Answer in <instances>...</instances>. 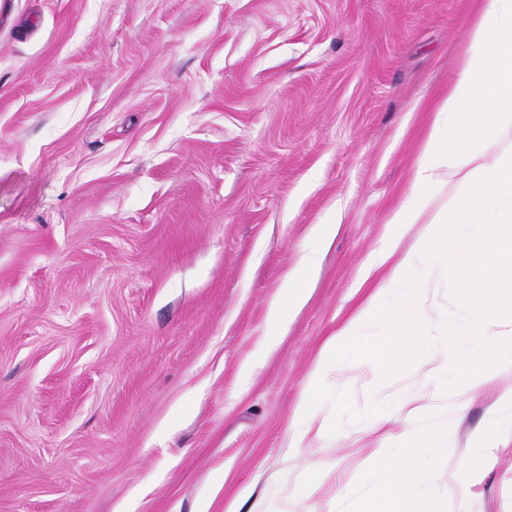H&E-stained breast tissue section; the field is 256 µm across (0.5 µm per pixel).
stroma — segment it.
<instances>
[{
  "instance_id": "stroma-1",
  "label": "stroma",
  "mask_w": 512,
  "mask_h": 512,
  "mask_svg": "<svg viewBox=\"0 0 512 512\" xmlns=\"http://www.w3.org/2000/svg\"><path fill=\"white\" fill-rule=\"evenodd\" d=\"M487 0H0V512H357L398 442L363 414L431 391L347 368L327 448H287L326 339L408 195ZM337 231L317 245V225ZM309 298L267 311L304 248ZM438 325L450 263L423 264ZM495 398L440 411L425 489L480 466ZM382 455H374V448ZM330 475L297 501V476ZM472 512H512V443Z\"/></svg>"
}]
</instances>
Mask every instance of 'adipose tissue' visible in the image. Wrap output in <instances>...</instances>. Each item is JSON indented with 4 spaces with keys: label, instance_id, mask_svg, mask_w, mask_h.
Wrapping results in <instances>:
<instances>
[{
    "label": "adipose tissue",
    "instance_id": "1",
    "mask_svg": "<svg viewBox=\"0 0 512 512\" xmlns=\"http://www.w3.org/2000/svg\"><path fill=\"white\" fill-rule=\"evenodd\" d=\"M424 152L428 161L418 168L409 199L390 218L392 245L373 260L378 267L390 265L389 275L360 312L327 341L294 411L290 448L324 445L332 431L329 420L320 415L328 375L348 365L382 378L405 350L429 341L433 321L428 311L436 305L433 290L424 281L407 286L406 279L416 262L460 255V305L469 319L443 327L442 348L431 349L425 359L423 367L437 385L426 402L416 406L403 399L388 420L370 419L371 432L387 422L399 426L395 438L404 450L373 470L372 495L358 512H448L449 500L465 504L476 498L482 480L478 472H449L444 500L423 489L426 450L447 447L448 436L431 432L422 447L414 444L408 427L429 420L442 407L463 415L477 394L498 388V404L478 434L485 468L496 465L500 444L512 440V213L504 222L484 225L478 235L461 238L454 233L455 225L487 215L493 192L512 198V0H488L483 18L472 27L469 49ZM451 185L456 188L452 194L447 191ZM413 224L424 225L423 234L409 250L397 253L395 242ZM368 323L382 324L384 336L363 340L360 329ZM479 347L492 358L474 367L470 358ZM452 358L465 375L447 393L443 387Z\"/></svg>",
    "mask_w": 512,
    "mask_h": 512
}]
</instances>
